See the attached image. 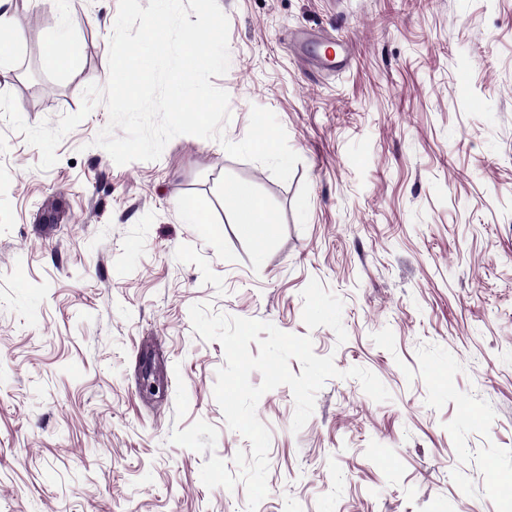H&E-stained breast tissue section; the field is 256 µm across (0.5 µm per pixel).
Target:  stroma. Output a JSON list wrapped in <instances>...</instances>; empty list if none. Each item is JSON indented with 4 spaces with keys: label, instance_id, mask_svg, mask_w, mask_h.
<instances>
[{
    "label": "stroma",
    "instance_id": "35a3bbf8",
    "mask_svg": "<svg viewBox=\"0 0 512 512\" xmlns=\"http://www.w3.org/2000/svg\"><path fill=\"white\" fill-rule=\"evenodd\" d=\"M218 4L226 140L271 110L289 180L191 135L116 164L101 103L43 170L0 117V512H247L244 483L201 481L251 444L214 397L225 354L194 304L310 336L343 372L297 431L288 386L260 398L257 512H512V0ZM6 10L22 37L0 92L57 125L108 81L118 0ZM62 31L67 66L46 54ZM345 41L346 68L319 69L312 43ZM233 180L275 221L262 246L224 203ZM187 200L210 224L186 223Z\"/></svg>",
    "mask_w": 512,
    "mask_h": 512
}]
</instances>
